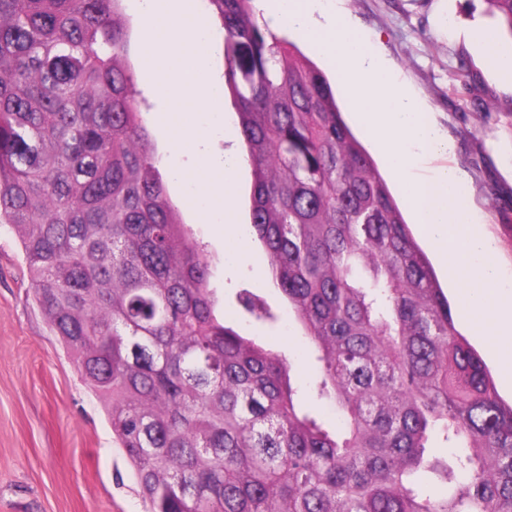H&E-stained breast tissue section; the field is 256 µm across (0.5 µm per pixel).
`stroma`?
Returning <instances> with one entry per match:
<instances>
[{"instance_id": "1", "label": "stroma", "mask_w": 512, "mask_h": 512, "mask_svg": "<svg viewBox=\"0 0 512 512\" xmlns=\"http://www.w3.org/2000/svg\"><path fill=\"white\" fill-rule=\"evenodd\" d=\"M344 8L387 64L432 113L452 150L467 204L490 243L502 279L512 283V82L487 64L479 36L494 22L486 0H344ZM448 26H441V19ZM473 75L457 79L459 66ZM484 105L473 111L471 101ZM187 228L213 259L211 284L227 323L285 353L295 376L309 383L311 344L271 283L269 258L249 241L243 259L224 260L226 242L185 210ZM432 264L448 297L457 330L483 356L500 396L512 401V337L487 336L473 322L466 285ZM247 289L282 315L270 329L237 300ZM0 512H145L132 471L113 441L98 398L33 302L19 242L0 227Z\"/></svg>"}]
</instances>
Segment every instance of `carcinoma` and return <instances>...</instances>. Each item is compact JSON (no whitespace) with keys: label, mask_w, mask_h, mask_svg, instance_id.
Masks as SVG:
<instances>
[{"label":"carcinoma","mask_w":512,"mask_h":512,"mask_svg":"<svg viewBox=\"0 0 512 512\" xmlns=\"http://www.w3.org/2000/svg\"><path fill=\"white\" fill-rule=\"evenodd\" d=\"M487 2L512 38V0ZM205 8L252 168L249 228L314 347L306 391L217 312L135 96L122 0H0V224L148 512H512V403L328 78L252 0ZM321 400L336 425L306 407ZM436 438L453 462L428 456ZM202 14L204 16L205 21L210 27L211 35L216 43V55L213 63V74L219 80H224V71H225V61L223 56V47H222V34L219 30V25L217 22L207 13V11L202 8Z\"/></svg>","instance_id":"obj_1"}]
</instances>
